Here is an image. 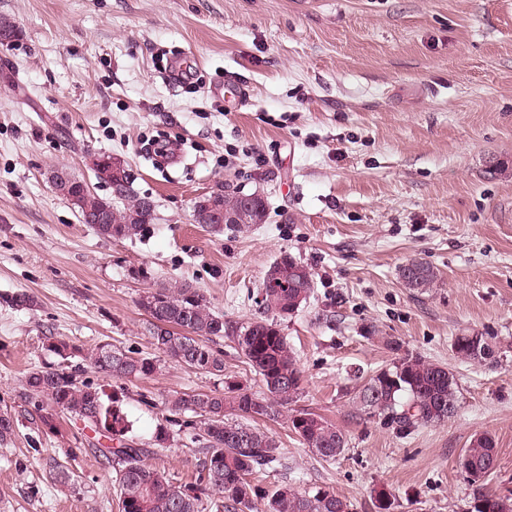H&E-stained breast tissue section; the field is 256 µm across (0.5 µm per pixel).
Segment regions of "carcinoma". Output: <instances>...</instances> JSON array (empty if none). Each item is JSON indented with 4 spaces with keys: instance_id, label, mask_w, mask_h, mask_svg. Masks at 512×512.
I'll return each instance as SVG.
<instances>
[{
    "instance_id": "1",
    "label": "carcinoma",
    "mask_w": 512,
    "mask_h": 512,
    "mask_svg": "<svg viewBox=\"0 0 512 512\" xmlns=\"http://www.w3.org/2000/svg\"><path fill=\"white\" fill-rule=\"evenodd\" d=\"M70 197L81 222L90 225L97 234L117 240L134 241L149 230L155 216L144 212L142 197L128 191L115 200L100 197L80 184L73 186ZM214 203L226 211L240 205L238 194L223 190L213 192L196 201L199 218H204L208 205ZM112 211V223L97 224L95 219L105 210ZM266 217V203L257 197L252 202L249 219L237 225L248 228L261 224ZM279 274V281L264 288L265 296L259 303L258 316L246 324L224 319L214 311L198 288L189 282H174L151 288L154 304L141 307L151 319L170 324V330L160 333L158 327L149 329L152 345L160 357L142 356L135 352L113 349L115 357L106 362V346L97 344L83 349L63 339L49 345V350L62 362L55 368L33 369L25 377L26 398L39 412L41 425L53 428V411L70 414L92 431L116 442L112 448L99 452L116 466V496L120 512H200L207 502L209 512H243L256 498L266 500V512H351L346 500L329 491L314 494L301 492L287 484L265 490L255 484L251 476L280 463L278 441L252 422L278 416V407L297 397L301 386V372L287 336L280 328L287 309L297 312L314 293V275L309 268L292 260L276 269L268 268L265 276ZM400 278L412 291L425 292L437 281L434 268L417 258L400 267ZM228 337L237 343L246 362L266 384L275 376L283 384L277 393L249 394L230 385L224 379V391L213 396L193 392H176L165 401L168 416L155 429L147 444L128 436L132 425L122 409V400L116 394L104 399L105 392L96 384L82 378V369L68 364L79 358L95 372L112 379L129 376H151L160 369V358L212 375H224L221 351L211 348L207 340ZM489 342L478 333L455 337L452 350L462 361H478L476 347ZM359 410L383 414L406 428L417 424L444 422L454 416L448 407H457L458 383L446 366L430 363L418 357L405 356L389 368L374 372L355 396ZM236 412L237 419L228 420L224 411ZM191 415L185 420L183 416ZM303 422L296 423V415L289 422L301 441L321 459L330 461L341 456L347 447L345 432L321 416L301 411ZM193 429L191 442L205 450L201 473L195 485L183 488L174 485L165 476L145 463V458L157 448H169L177 432ZM16 422L11 414L0 412V446L12 442ZM497 451L488 434H480L471 441L462 456L461 468L466 478L478 483L488 478L495 469ZM474 512H512V500L494 493H481L475 498Z\"/></svg>"
}]
</instances>
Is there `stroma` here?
<instances>
[{
    "mask_svg": "<svg viewBox=\"0 0 512 512\" xmlns=\"http://www.w3.org/2000/svg\"><path fill=\"white\" fill-rule=\"evenodd\" d=\"M0 14L21 31L0 47V411L17 427L0 447V512H119L97 434L63 413L54 432L32 422L24 377L58 365L48 338L153 354L137 301L174 280L249 322L284 254L315 288L281 323L301 390L261 423L283 463L256 484L330 490L354 512H378L382 488L390 512H472L460 459L487 433L484 488L512 497V0H0ZM100 152L157 206L141 239L98 235L52 186L63 166L110 196L91 170ZM222 186L263 195L266 223L202 230L192 205ZM413 258L435 268L434 288L403 286ZM17 293L33 306L2 302ZM469 332L497 361L455 358ZM403 353L456 374L452 418L405 429L358 410L365 378ZM85 376L122 394L143 443L168 395L223 388L168 361L148 378ZM301 410L344 430L342 456L303 444L288 422ZM203 459L185 431L147 462L181 486Z\"/></svg>",
    "mask_w": 512,
    "mask_h": 512,
    "instance_id": "35a3bbf8",
    "label": "stroma"
}]
</instances>
